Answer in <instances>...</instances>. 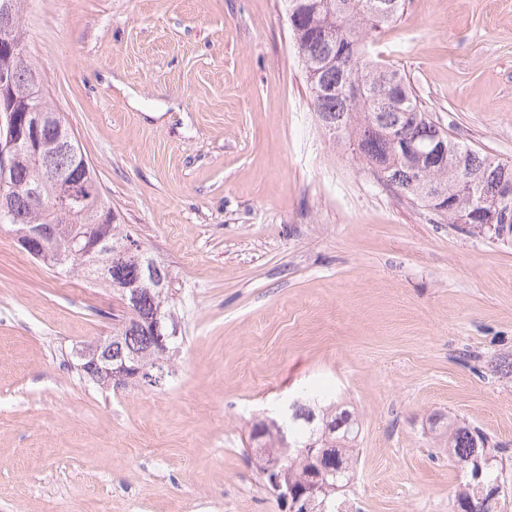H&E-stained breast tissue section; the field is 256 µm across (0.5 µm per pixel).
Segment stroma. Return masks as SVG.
<instances>
[{
	"label": "stroma",
	"mask_w": 512,
	"mask_h": 512,
	"mask_svg": "<svg viewBox=\"0 0 512 512\" xmlns=\"http://www.w3.org/2000/svg\"><path fill=\"white\" fill-rule=\"evenodd\" d=\"M26 49L103 191L177 288L159 386L76 351L111 289L0 229V512H281L253 424L320 389L359 422L345 497L451 512L436 415L512 449V246L396 195L315 115L281 0H27ZM430 118L512 161V0H408L375 45Z\"/></svg>",
	"instance_id": "1"
}]
</instances>
